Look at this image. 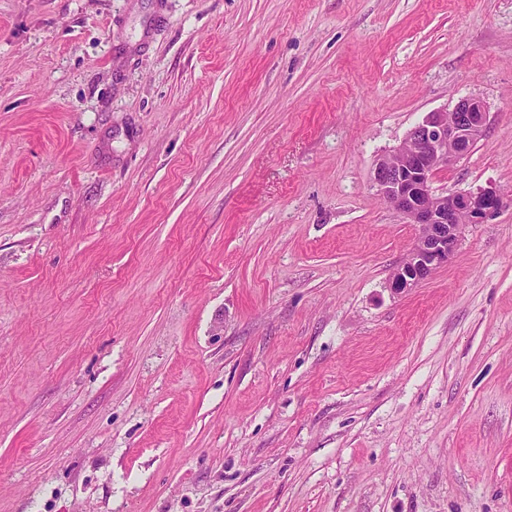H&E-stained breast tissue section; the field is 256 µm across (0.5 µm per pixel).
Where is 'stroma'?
<instances>
[{
	"instance_id": "stroma-1",
	"label": "stroma",
	"mask_w": 512,
	"mask_h": 512,
	"mask_svg": "<svg viewBox=\"0 0 512 512\" xmlns=\"http://www.w3.org/2000/svg\"><path fill=\"white\" fill-rule=\"evenodd\" d=\"M487 126L512 0H0V512H512V206L413 290L371 170Z\"/></svg>"
}]
</instances>
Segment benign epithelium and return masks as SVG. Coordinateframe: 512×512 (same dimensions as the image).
<instances>
[{"label":"benign epithelium","instance_id":"obj_1","mask_svg":"<svg viewBox=\"0 0 512 512\" xmlns=\"http://www.w3.org/2000/svg\"><path fill=\"white\" fill-rule=\"evenodd\" d=\"M486 125L484 103L462 98L449 112L428 113L398 147L377 160L371 173L377 194L406 223L419 227L414 246L387 281L392 292L410 291L448 264L464 225L486 224L512 205V198L494 189L437 193L431 187L435 173L466 155Z\"/></svg>","mask_w":512,"mask_h":512}]
</instances>
